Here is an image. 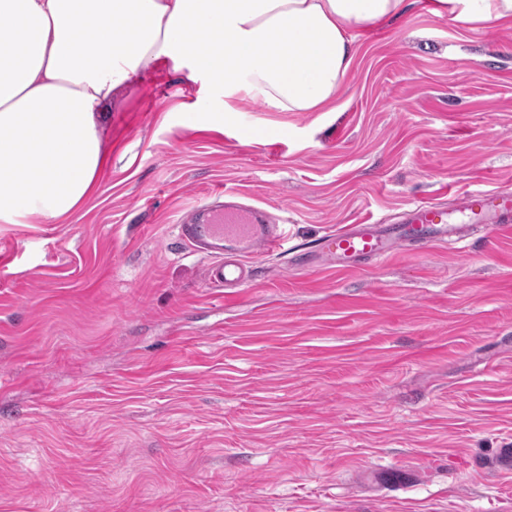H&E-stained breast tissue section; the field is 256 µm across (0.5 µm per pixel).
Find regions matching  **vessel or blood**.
Listing matches in <instances>:
<instances>
[{
	"label": "vessel or blood",
	"mask_w": 512,
	"mask_h": 512,
	"mask_svg": "<svg viewBox=\"0 0 512 512\" xmlns=\"http://www.w3.org/2000/svg\"><path fill=\"white\" fill-rule=\"evenodd\" d=\"M232 190L217 188L194 204L179 221L178 236L191 252L210 260L207 277L217 289L246 287L251 257L288 251L284 225L271 224L260 206L241 204ZM497 230L512 228V192L468 189L450 202H420L397 223L351 224L323 236L316 258L339 271L358 269L360 261H378L416 243L446 245L462 239L455 214Z\"/></svg>",
	"instance_id": "1"
}]
</instances>
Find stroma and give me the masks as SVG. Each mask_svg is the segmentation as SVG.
Returning a JSON list of instances; mask_svg holds the SVG:
<instances>
[{
    "mask_svg": "<svg viewBox=\"0 0 512 512\" xmlns=\"http://www.w3.org/2000/svg\"><path fill=\"white\" fill-rule=\"evenodd\" d=\"M166 63L119 91L66 223L0 224V512H512V231L339 273L320 237L442 189L512 191V20L409 0L334 112L186 124ZM288 253L224 300L177 222L215 184Z\"/></svg>",
    "mask_w": 512,
    "mask_h": 512,
    "instance_id": "obj_1",
    "label": "stroma"
}]
</instances>
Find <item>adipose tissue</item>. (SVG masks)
I'll list each match as a JSON object with an SVG mask.
<instances>
[{"instance_id": "1", "label": "adipose tissue", "mask_w": 512, "mask_h": 512, "mask_svg": "<svg viewBox=\"0 0 512 512\" xmlns=\"http://www.w3.org/2000/svg\"><path fill=\"white\" fill-rule=\"evenodd\" d=\"M406 0H0V223L73 216L103 169V109L138 74L173 61L213 91L189 119L223 124L230 99L327 112L356 33ZM466 27L496 29L512 0H432Z\"/></svg>"}]
</instances>
